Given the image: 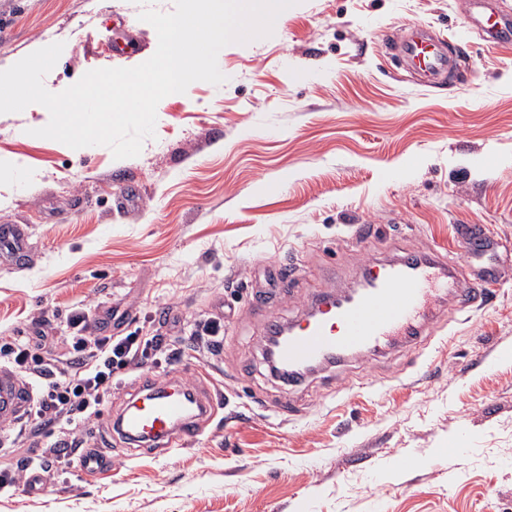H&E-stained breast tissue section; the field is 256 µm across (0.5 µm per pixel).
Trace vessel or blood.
<instances>
[{"mask_svg":"<svg viewBox=\"0 0 512 512\" xmlns=\"http://www.w3.org/2000/svg\"><path fill=\"white\" fill-rule=\"evenodd\" d=\"M469 23L487 37L512 39V14L487 13V0H463ZM406 69L430 87L447 85L456 73L458 56L445 38L419 27L408 28L397 43ZM24 225L0 226V254L20 259L28 253ZM368 291L351 301L324 297L306 302L304 313L275 351L288 369V384L296 370L322 365L327 357L344 361L359 352H377L389 345L408 344L418 335V318L436 293H448L459 311H479L490 302L498 282L496 241L482 233L467 243L461 261L449 263L438 248L407 252L366 264ZM32 385L6 368L0 369V425L25 419L33 403ZM214 398H201L188 386L154 385L133 394L114 425L129 444L182 448L197 439L205 419L214 417Z\"/></svg>","mask_w":512,"mask_h":512,"instance_id":"1","label":"vessel or blood"}]
</instances>
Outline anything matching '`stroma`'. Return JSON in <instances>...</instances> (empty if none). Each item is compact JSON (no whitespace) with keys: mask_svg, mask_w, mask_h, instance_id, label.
Listing matches in <instances>:
<instances>
[{"mask_svg":"<svg viewBox=\"0 0 512 512\" xmlns=\"http://www.w3.org/2000/svg\"><path fill=\"white\" fill-rule=\"evenodd\" d=\"M174 7L0 0V70L54 42L53 93L137 66L158 46L140 13ZM409 23L465 46L453 88L415 82L387 54L386 34ZM279 25L220 51L223 84L162 99L133 158L32 136L49 121L38 104L0 114V224L27 225L32 249L0 263V337L79 308L116 335L172 337L161 311L190 323L224 308L220 356L118 371L103 410L119 412L140 381L189 383L201 369L223 407L191 446L113 444L103 475L70 467L37 497L16 484L0 512H512V269L488 309L454 322L440 308L418 348L296 387L262 354L269 323L352 286L369 261L435 246L457 259L475 227L512 260V45L467 32L455 0H300ZM127 186L139 199L124 209ZM274 269L292 284L260 297Z\"/></svg>","mask_w":512,"mask_h":512,"instance_id":"1","label":"stroma"}]
</instances>
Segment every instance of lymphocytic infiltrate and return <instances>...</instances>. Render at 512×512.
Listing matches in <instances>:
<instances>
[{"label":"lymphocytic infiltrate","mask_w":512,"mask_h":512,"mask_svg":"<svg viewBox=\"0 0 512 512\" xmlns=\"http://www.w3.org/2000/svg\"><path fill=\"white\" fill-rule=\"evenodd\" d=\"M67 326L68 333L44 336L34 344L18 339L0 344V362L30 378L38 389L24 428L0 441V454L11 459L0 467L1 489L28 473L77 462L89 445L86 425L100 418L112 397L115 370L140 372L157 354L171 361L189 351L215 357L224 346L223 322L208 315L182 327L185 340L179 348L169 347L165 337L136 330L109 335L85 309L71 315ZM42 438L48 444L41 455H28L27 444Z\"/></svg>","instance_id":"obj_1"}]
</instances>
